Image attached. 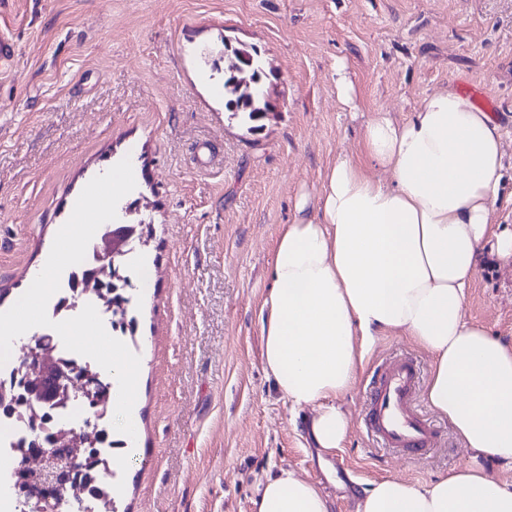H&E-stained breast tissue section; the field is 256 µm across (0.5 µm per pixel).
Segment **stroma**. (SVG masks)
I'll use <instances>...</instances> for the list:
<instances>
[{"label": "stroma", "mask_w": 512, "mask_h": 512, "mask_svg": "<svg viewBox=\"0 0 512 512\" xmlns=\"http://www.w3.org/2000/svg\"><path fill=\"white\" fill-rule=\"evenodd\" d=\"M0 30L19 48L0 72V309L42 270L88 182L123 158L136 187L122 202L151 231L134 263L152 276L128 291L139 433L118 512H255L284 469L354 512L379 478L419 485L468 464L441 416V445L420 460L369 439L374 367L408 355L431 368L403 334L376 337L340 398L343 447L315 448L312 408L294 411L266 374L263 302L298 197L317 198L328 166L357 152L371 113L410 118L448 87L494 100L507 176L494 219L512 228V0H0ZM228 46L262 61L261 130L224 107L209 60ZM466 315L512 340V264L485 255Z\"/></svg>", "instance_id": "stroma-1"}]
</instances>
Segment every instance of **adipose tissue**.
Wrapping results in <instances>:
<instances>
[{
	"instance_id": "1",
	"label": "adipose tissue",
	"mask_w": 512,
	"mask_h": 512,
	"mask_svg": "<svg viewBox=\"0 0 512 512\" xmlns=\"http://www.w3.org/2000/svg\"><path fill=\"white\" fill-rule=\"evenodd\" d=\"M503 130L455 89L411 118L373 113L358 155L341 156L316 204L300 200L274 250L263 360L310 436L332 451L347 436L338 404L375 337L410 336L432 356L424 391L470 453L463 468L414 485L373 481L356 512H512V341L465 314L485 251L512 262V231L493 213L504 183ZM256 512H329L314 483L268 477Z\"/></svg>"
}]
</instances>
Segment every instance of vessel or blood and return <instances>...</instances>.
Returning <instances> with one entry per match:
<instances>
[{
  "mask_svg": "<svg viewBox=\"0 0 512 512\" xmlns=\"http://www.w3.org/2000/svg\"><path fill=\"white\" fill-rule=\"evenodd\" d=\"M420 383L413 358L393 357L374 370L362 423L380 444L407 457H426L440 445L438 430L416 398Z\"/></svg>",
  "mask_w": 512,
  "mask_h": 512,
  "instance_id": "obj_1",
  "label": "vessel or blood"
}]
</instances>
